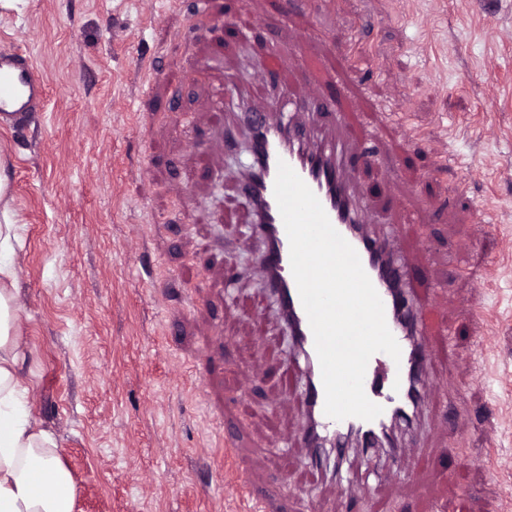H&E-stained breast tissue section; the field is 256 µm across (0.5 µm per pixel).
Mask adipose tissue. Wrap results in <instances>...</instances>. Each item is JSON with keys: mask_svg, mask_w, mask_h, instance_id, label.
Listing matches in <instances>:
<instances>
[{"mask_svg": "<svg viewBox=\"0 0 512 512\" xmlns=\"http://www.w3.org/2000/svg\"><path fill=\"white\" fill-rule=\"evenodd\" d=\"M19 242L16 224H0V512H73L72 475L54 431L32 409V349L15 273Z\"/></svg>", "mask_w": 512, "mask_h": 512, "instance_id": "adipose-tissue-1", "label": "adipose tissue"}]
</instances>
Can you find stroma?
Listing matches in <instances>:
<instances>
[{
  "label": "stroma",
  "mask_w": 512,
  "mask_h": 512,
  "mask_svg": "<svg viewBox=\"0 0 512 512\" xmlns=\"http://www.w3.org/2000/svg\"><path fill=\"white\" fill-rule=\"evenodd\" d=\"M243 9L261 27L235 23ZM278 9L0 0V51L48 77L43 111L0 126V175L33 409L73 512H253L250 487L284 512H512V0H315L284 24ZM263 41L340 61L350 130L379 156L353 186L433 288L430 334L450 346L426 434L374 463L346 449L350 498L301 443L305 363L259 272L248 132L217 140L203 110L262 102Z\"/></svg>",
  "instance_id": "stroma-1"
}]
</instances>
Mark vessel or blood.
<instances>
[{
    "mask_svg": "<svg viewBox=\"0 0 512 512\" xmlns=\"http://www.w3.org/2000/svg\"><path fill=\"white\" fill-rule=\"evenodd\" d=\"M316 70L324 79L311 81L304 97L289 96L287 89L281 88L272 92L267 108L248 112L251 135L268 137L267 171L262 181H255L250 173L244 180V190L257 217L260 248L265 251L274 245L279 252L277 264L261 261L260 270L271 291L286 289L288 301L279 310L280 321L290 335L299 337L313 368V397L305 405L304 435L309 443L315 436L346 427L372 430L383 425L409 386L427 390L430 368L437 356L426 336L436 315L434 302L415 299L409 288L413 270L398 255L392 240L373 230L366 198L352 189L350 155L356 153L364 161H375V146L351 139L346 132V116L337 109L335 96L325 93L324 82L336 80L335 66L325 59L317 63ZM46 95V78L29 55L0 54V122L21 121L27 113L42 111ZM319 108L324 111L328 129L317 137L296 115ZM287 110L294 112V119H281V112ZM282 162L315 193L334 228L358 253L384 304L387 326L401 348L400 360L379 352L368 362L364 390L382 408L374 420L349 417L337 421L324 412L325 393L314 337L292 275L289 239L274 196L278 165Z\"/></svg>",
    "mask_w": 512,
    "mask_h": 512,
    "instance_id": "1",
    "label": "vessel or blood"
}]
</instances>
